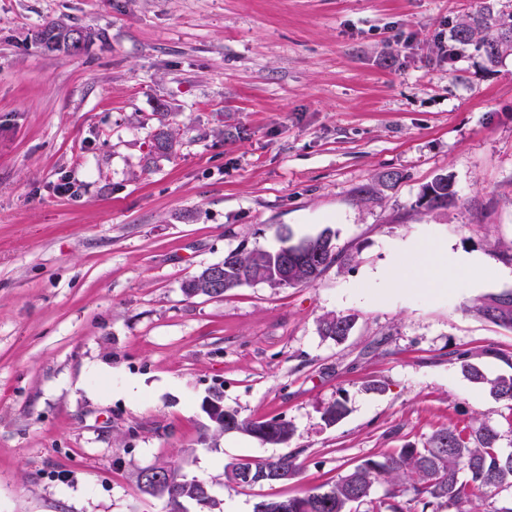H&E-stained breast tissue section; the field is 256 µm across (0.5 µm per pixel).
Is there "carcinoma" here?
<instances>
[{
  "instance_id": "1",
  "label": "carcinoma",
  "mask_w": 512,
  "mask_h": 512,
  "mask_svg": "<svg viewBox=\"0 0 512 512\" xmlns=\"http://www.w3.org/2000/svg\"><path fill=\"white\" fill-rule=\"evenodd\" d=\"M70 25L50 21L36 32L35 39L46 49L67 50L66 42ZM456 36L462 44H476L486 57L493 61L505 47H512V19L499 17L489 22L485 16H470L457 26ZM176 146L172 129L160 123L153 134L152 148L161 155L171 153ZM456 192L446 176L434 178L420 193L418 205L430 209L445 208L453 202ZM276 248L237 249L224 255L221 262L224 274V291L243 285L266 283L271 286L312 285L335 264H346L351 257L336 250L332 231L323 230L315 236L292 239L279 235ZM289 252L288 269H283V254ZM210 267L187 280L182 291L192 298L199 295L200 284L206 279ZM471 309L478 316L505 329L512 330V289L490 293L478 298ZM354 322L351 315H332L320 323L321 335L343 340ZM463 370L475 383L488 384L491 395L497 400L512 402V374L500 375L493 380L486 378L475 365L468 363V353L461 352ZM207 402L219 409L209 415L216 434L244 431L265 443L284 445L293 435L292 427L277 419L250 421L239 417L234 410L224 408L223 396L213 394ZM499 433L489 424L480 422L464 433L444 427L431 437L424 448L405 446L382 453L355 465L328 487L305 490L295 496L267 498L259 501L255 512H294L292 505L310 506L308 512H352V506L371 500L378 485L385 486V496L395 501L393 512H403L401 499L421 506V512H438L445 507L448 512H482L476 503L477 493H488L505 485H512V453L498 448ZM153 471L169 477L161 490L153 489L152 480L146 475ZM242 470H254L266 476L265 484L281 483L280 476H297L300 465L292 455L255 460L239 458L225 465V476L238 482ZM137 484L142 493L165 500L166 512H181V504L194 498L201 502L204 512H221L219 502L206 494L209 485L196 478H187L178 462L152 464L139 470Z\"/></svg>"
}]
</instances>
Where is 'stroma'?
<instances>
[{"mask_svg": "<svg viewBox=\"0 0 512 512\" xmlns=\"http://www.w3.org/2000/svg\"><path fill=\"white\" fill-rule=\"evenodd\" d=\"M480 12L512 0H0V512H164L135 474L165 460L253 512L482 421L512 451V403L459 359L512 373V331L471 310L512 289V49L455 38ZM51 20L97 36L46 52ZM440 175L454 201L418 208ZM284 228L331 230L350 263L184 295ZM429 241L472 260L442 295L415 282ZM335 314L354 317L340 342L319 332ZM215 388L291 440L213 437ZM289 454L285 484L224 475Z\"/></svg>", "mask_w": 512, "mask_h": 512, "instance_id": "1", "label": "stroma"}]
</instances>
